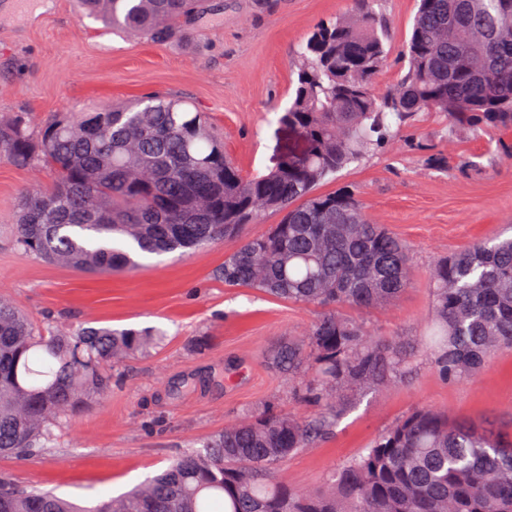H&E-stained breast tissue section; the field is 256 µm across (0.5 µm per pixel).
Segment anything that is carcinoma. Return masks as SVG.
<instances>
[{
	"label": "carcinoma",
	"mask_w": 512,
	"mask_h": 512,
	"mask_svg": "<svg viewBox=\"0 0 512 512\" xmlns=\"http://www.w3.org/2000/svg\"><path fill=\"white\" fill-rule=\"evenodd\" d=\"M374 0L320 23L302 45L288 106L277 115L309 151L245 176L207 113L153 93L77 112L0 114V160L44 167L53 183L24 192L14 242L29 255L83 272L128 271L163 255L235 239L219 277L320 312L305 340L273 364L316 413L258 410L185 449L124 495L82 507L0 473V512H512V443L474 423L418 408L325 479L288 486L289 456L327 435L356 392L400 383L430 359L450 380L475 376L512 347V237L438 257L429 272L433 320L416 340L376 338L348 309L395 302L410 285V248L371 223L358 193L316 187L378 151L421 112L454 134L512 128V0H417L402 73L381 93L388 32ZM202 0H79V15L165 45L187 33ZM278 223L260 235L249 224ZM152 330L37 328L0 297V454L27 460L112 389L110 364L156 348Z\"/></svg>",
	"instance_id": "1"
}]
</instances>
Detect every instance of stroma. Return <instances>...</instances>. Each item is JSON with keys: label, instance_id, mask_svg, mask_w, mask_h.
I'll return each instance as SVG.
<instances>
[{"label": "stroma", "instance_id": "35a3bbf8", "mask_svg": "<svg viewBox=\"0 0 512 512\" xmlns=\"http://www.w3.org/2000/svg\"><path fill=\"white\" fill-rule=\"evenodd\" d=\"M184 39L156 45L78 19L74 0H0V113L105 106L151 92L185 97L208 112L243 174L273 167L298 141L275 120L290 99L297 51L318 23L351 12L353 0H205ZM392 50L377 79L394 86L416 0H377ZM0 161V296L46 327L156 329L149 356L114 363L112 391L55 431L33 460L0 455V471L29 487L82 505L121 495L169 460L248 412L312 415L288 390L271 355L305 335L316 307L252 288H228L216 275L236 241L186 256H147L139 269L79 273L17 250V200L51 183ZM358 190L368 220L410 245L411 285L385 310L352 316L384 338L421 336L432 313L429 269L493 234L512 235V130L452 137L446 119L423 113L399 139L320 185ZM429 407L489 426L512 440V350L492 355L475 378L449 380L431 361L415 376L353 409L324 439L281 466L289 485L320 489L326 475L361 453L414 409Z\"/></svg>", "mask_w": 512, "mask_h": 512}]
</instances>
